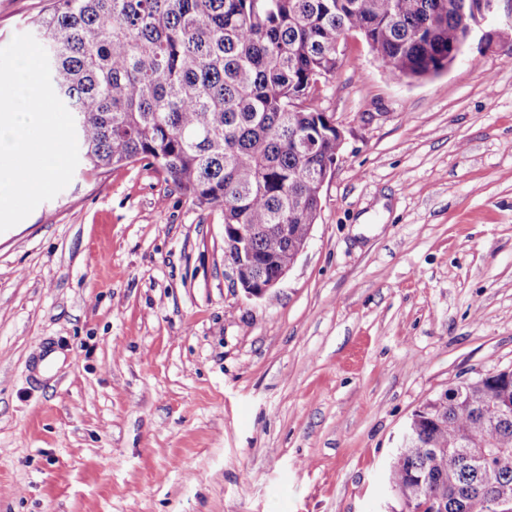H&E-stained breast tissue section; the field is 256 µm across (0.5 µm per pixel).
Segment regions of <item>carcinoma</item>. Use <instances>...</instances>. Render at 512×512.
<instances>
[{"mask_svg":"<svg viewBox=\"0 0 512 512\" xmlns=\"http://www.w3.org/2000/svg\"><path fill=\"white\" fill-rule=\"evenodd\" d=\"M453 0H50L34 24L51 81L94 169L148 159L224 214V250L249 225L255 287L306 242L317 169L342 145L318 83L348 32L395 78L448 68L464 33ZM314 132L318 150L293 140ZM388 480L403 512L512 504V370L462 381L412 416Z\"/></svg>","mask_w":512,"mask_h":512,"instance_id":"1","label":"carcinoma"}]
</instances>
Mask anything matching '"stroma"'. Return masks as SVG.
Masks as SVG:
<instances>
[{
  "mask_svg": "<svg viewBox=\"0 0 512 512\" xmlns=\"http://www.w3.org/2000/svg\"><path fill=\"white\" fill-rule=\"evenodd\" d=\"M46 0H0V47ZM304 251L247 296L224 216L78 164L0 232V512H401L427 400L512 369V0L440 76L347 35Z\"/></svg>",
  "mask_w": 512,
  "mask_h": 512,
  "instance_id": "35a3bbf8",
  "label": "stroma"
}]
</instances>
